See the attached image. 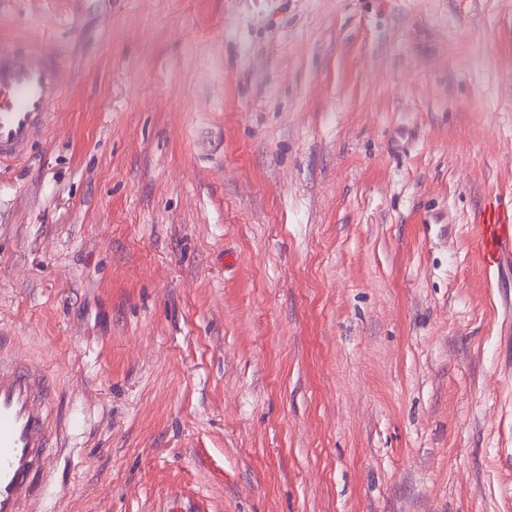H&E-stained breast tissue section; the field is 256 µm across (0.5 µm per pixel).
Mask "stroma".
Segmentation results:
<instances>
[{
	"instance_id": "obj_1",
	"label": "stroma",
	"mask_w": 512,
	"mask_h": 512,
	"mask_svg": "<svg viewBox=\"0 0 512 512\" xmlns=\"http://www.w3.org/2000/svg\"><path fill=\"white\" fill-rule=\"evenodd\" d=\"M63 61L0 165L36 512H512V0H0ZM447 215L453 225L432 224ZM472 236L477 241L484 264L498 277L512 268V200L484 209L472 224Z\"/></svg>"
}]
</instances>
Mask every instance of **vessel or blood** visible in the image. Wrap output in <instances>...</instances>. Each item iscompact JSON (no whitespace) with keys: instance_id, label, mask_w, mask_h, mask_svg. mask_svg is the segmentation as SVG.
Instances as JSON below:
<instances>
[{"instance_id":"obj_1","label":"vessel or blood","mask_w":512,"mask_h":512,"mask_svg":"<svg viewBox=\"0 0 512 512\" xmlns=\"http://www.w3.org/2000/svg\"><path fill=\"white\" fill-rule=\"evenodd\" d=\"M60 76L59 60L46 45L0 48V162L22 159L46 134ZM472 235L487 270L512 268V202L483 210ZM53 406L49 371L19 362L11 340L0 336V512H31L36 478L52 479L58 440L49 418Z\"/></svg>"}]
</instances>
